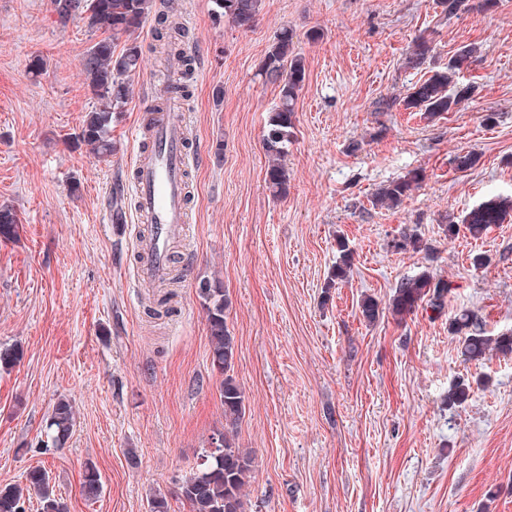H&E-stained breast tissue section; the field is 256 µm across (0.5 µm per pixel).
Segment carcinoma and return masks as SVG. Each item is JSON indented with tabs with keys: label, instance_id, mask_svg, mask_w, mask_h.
Segmentation results:
<instances>
[{
	"label": "carcinoma",
	"instance_id": "1",
	"mask_svg": "<svg viewBox=\"0 0 512 512\" xmlns=\"http://www.w3.org/2000/svg\"><path fill=\"white\" fill-rule=\"evenodd\" d=\"M155 0H55L54 7L63 20L75 13L84 15L92 30L109 33L96 41L83 55L81 69L87 87L94 99V106L87 113L78 141L89 146L98 156L112 155V140L109 125L112 113L120 112L131 94V76L142 61V48L138 42L153 11ZM262 0H213L214 14L224 17L242 30L253 26L261 9ZM167 11L158 19L155 39L160 42L162 52L177 60L183 75L192 72V58L181 46L185 31L178 22V5L167 0ZM124 39L121 53L114 50V41ZM431 51L428 39L418 37L406 56L408 66H419ZM474 48L466 46L458 50L448 65L433 71L432 75L412 86V91L403 100L408 110L422 112L433 119L452 111L462 101L469 99L471 86L461 85L457 76L469 68ZM265 81L279 88V102L271 109L267 120V132L263 147L269 159L266 182L276 196L286 194L290 175L282 158L288 153V144L294 136L295 102L306 78L304 57L294 47L293 34L283 28L276 33L261 66ZM423 174L411 171L402 178L384 185L372 199L375 206H397L417 189ZM512 211V198L493 197L472 208L462 219L469 234L478 238L491 226L501 224ZM19 219L8 206H0V239L11 240L18 235ZM339 253L332 267L326 288L347 279L352 268V253L344 238L336 239ZM389 247L399 251H432L431 246L422 245L420 236L413 231H404L391 240ZM198 289L203 300L209 331L212 366L224 379L220 383V397L224 405V421L234 425L244 410V395L234 376V336L231 335L225 310L227 301L224 288L218 282L200 281ZM448 298V281L437 278L428 271L407 277L398 283L390 297L389 310L402 316L427 300L433 313L445 312ZM364 320L371 323L379 318L378 302L366 296L359 304ZM448 332L457 337L460 355L465 362H481L492 352L512 354V333L496 337L485 333L483 321L469 310H462L448 319ZM17 346L0 349V369H9L21 359ZM471 383L457 379L448 389L446 402L453 409L463 405L471 395ZM75 423L73 405L60 399L56 402L47 422V438L54 447H62L70 437ZM211 449L201 467L182 480L180 494L190 507V512H246L247 502L244 488L254 463L250 450L235 446L233 431L224 430L213 437ZM102 490L101 475L92 464L85 465L81 491L88 499L97 498ZM36 498L40 512H68L67 505L59 498L49 472L41 467L30 469L25 485L0 486V512H24L26 499Z\"/></svg>",
	"mask_w": 512,
	"mask_h": 512
}]
</instances>
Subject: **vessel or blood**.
Segmentation results:
<instances>
[{"label":"vessel or blood","instance_id":"1","mask_svg":"<svg viewBox=\"0 0 512 512\" xmlns=\"http://www.w3.org/2000/svg\"><path fill=\"white\" fill-rule=\"evenodd\" d=\"M196 161L184 142L182 111L163 112L151 145L139 152L133 166L137 219L150 226L139 243L144 260L136 271L138 279L160 284L169 276L170 245L191 231L183 175Z\"/></svg>","mask_w":512,"mask_h":512}]
</instances>
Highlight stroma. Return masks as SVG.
<instances>
[{"instance_id":"stroma-1","label":"stroma","mask_w":512,"mask_h":512,"mask_svg":"<svg viewBox=\"0 0 512 512\" xmlns=\"http://www.w3.org/2000/svg\"><path fill=\"white\" fill-rule=\"evenodd\" d=\"M179 2L194 62L183 107L202 158L188 171L192 232L170 261L184 278L168 292L138 281L134 195L110 192L130 183L132 132L175 68L150 50L153 24L133 93L112 115L114 151L100 158L76 141L94 103L80 62L98 33L60 21L52 0H0V206L20 220L17 239H0V347L23 349L0 371V485L41 466L69 512H147L156 493L189 512L178 484L224 427L197 295L208 279L229 301L245 396L234 435L255 457L247 512H512V356L465 362L448 333L463 309L488 335L512 331V219L478 238L443 232L512 195V0L451 16L440 0H262L248 31L216 18L211 0ZM284 27L306 79L288 193L276 197L263 135L278 89L260 69ZM423 34L432 50L407 68ZM466 45L477 49L459 78L470 99L431 120L406 111L409 89ZM467 151L478 160L458 170ZM413 170L425 179L401 205L373 206L381 185ZM408 229L434 254L392 251ZM340 236L352 272L328 290ZM479 253L489 262L478 270ZM425 270L452 288L444 316L423 302L393 316L396 284ZM165 294L172 312L154 318L150 299ZM367 295L381 309L372 323L359 311ZM462 376L482 385L448 408ZM61 399L75 424L48 450ZM88 463L103 482L94 500L80 493Z\"/></svg>"}]
</instances>
